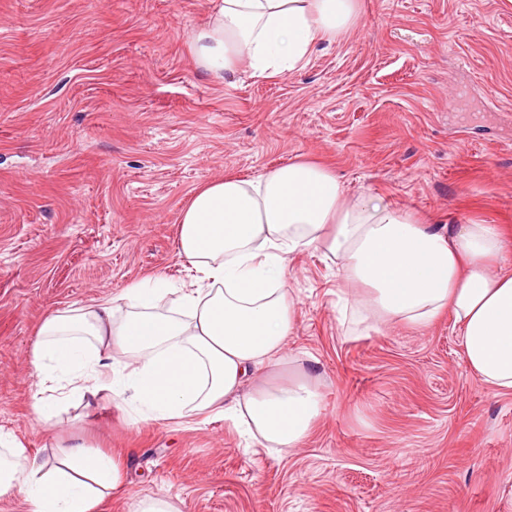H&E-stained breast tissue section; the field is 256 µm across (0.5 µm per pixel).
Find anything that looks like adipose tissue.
Wrapping results in <instances>:
<instances>
[{
    "label": "adipose tissue",
    "mask_w": 512,
    "mask_h": 512,
    "mask_svg": "<svg viewBox=\"0 0 512 512\" xmlns=\"http://www.w3.org/2000/svg\"><path fill=\"white\" fill-rule=\"evenodd\" d=\"M360 0H215L191 39L197 66L221 80L248 63L260 76L302 68L314 48L354 24ZM178 252L199 287L161 309L169 280L126 288L104 300L57 310L42 321L30 353L37 375L61 377L57 394L33 391L46 414L56 397L107 389L149 420L224 416L264 448H294L321 411L317 387L301 378H259L280 364L295 326L284 261L307 248L339 262L359 290L347 300L355 325L425 328L450 315L468 366L512 391V227L452 224L441 231L374 194L345 201L335 172L295 160L252 177L201 185L182 211ZM118 459L73 440L50 458L32 456L0 431V497L31 512H94L122 485Z\"/></svg>",
    "instance_id": "adipose-tissue-1"
}]
</instances>
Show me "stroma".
<instances>
[{
  "label": "stroma",
  "mask_w": 512,
  "mask_h": 512,
  "mask_svg": "<svg viewBox=\"0 0 512 512\" xmlns=\"http://www.w3.org/2000/svg\"><path fill=\"white\" fill-rule=\"evenodd\" d=\"M213 2L0 0V429L38 457L79 439L122 458L96 512H512V392L471 372L450 316L350 332L348 286L313 248L284 262L295 328L264 371L318 387L297 448L221 416L144 421L108 392L34 412L48 312L155 275L191 286L176 235L202 183L306 157L349 199L512 225V0H361L303 69L221 81L190 50Z\"/></svg>",
  "instance_id": "35a3bbf8"
}]
</instances>
